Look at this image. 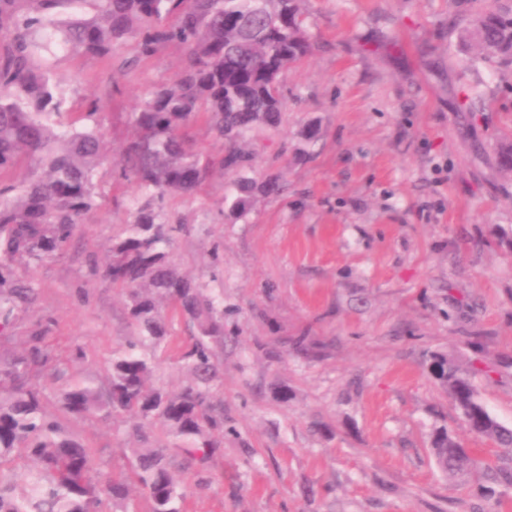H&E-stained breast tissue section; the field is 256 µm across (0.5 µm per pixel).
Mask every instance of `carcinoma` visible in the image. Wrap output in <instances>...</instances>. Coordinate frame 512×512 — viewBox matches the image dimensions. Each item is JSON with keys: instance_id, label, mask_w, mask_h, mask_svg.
Masks as SVG:
<instances>
[{"instance_id": "obj_1", "label": "carcinoma", "mask_w": 512, "mask_h": 512, "mask_svg": "<svg viewBox=\"0 0 512 512\" xmlns=\"http://www.w3.org/2000/svg\"><path fill=\"white\" fill-rule=\"evenodd\" d=\"M86 3L91 16L80 13ZM458 38L485 59L512 60V7L461 15ZM127 40L140 58L171 45L186 55L185 66L128 113L135 135L120 166L141 197L124 235L108 245V261L101 266L94 255L85 257L93 279L126 290L138 339L112 354L105 386L77 379L58 397L76 418L156 422L182 441L187 458L203 465L224 444V406L214 395L222 378L215 349L224 346V298L205 295L176 270L162 205L170 193L193 191L216 167L236 175L224 202L237 217L251 209L255 189L277 188L276 177L258 187L244 175L249 157L239 145L256 127L280 124L287 107L280 77L311 44L298 0H0V174L22 156L34 164L19 184L0 187V334L9 335L18 312L38 300V289L16 277L14 267L63 254L77 224L98 208L94 172L108 153L98 124L76 128L68 121L43 53L57 44L105 58ZM193 121L224 141L220 158L204 159L190 147L185 129ZM497 157L512 173V132ZM166 305L197 330L181 354L193 381L176 393L149 386L154 361L143 350L165 341ZM49 333L50 323L41 322L24 337L22 352L0 356V512H101L105 503H125L131 483L147 493L153 512H180L185 493L171 475L166 449H129V476L110 478L95 467L92 451L44 412L36 378L58 376ZM427 370L469 431L512 455V428L491 415L459 361L432 352ZM429 445L450 481L477 464L472 449L445 426L433 431ZM14 451L33 463L21 488L3 469Z\"/></svg>"}]
</instances>
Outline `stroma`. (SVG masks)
I'll return each instance as SVG.
<instances>
[{
    "instance_id": "obj_1",
    "label": "stroma",
    "mask_w": 512,
    "mask_h": 512,
    "mask_svg": "<svg viewBox=\"0 0 512 512\" xmlns=\"http://www.w3.org/2000/svg\"><path fill=\"white\" fill-rule=\"evenodd\" d=\"M500 2L303 0L314 50L281 75V124L242 145L250 177H278L280 193H254L241 218L225 208L218 172L166 197V220L178 227L174 262L224 295L217 394L232 430L206 467L175 469L184 512H512V485L482 495L487 465L512 456L467 430L425 368L432 351L477 368L481 401L512 425V174L496 163L512 129V65L463 71L469 50L451 31L460 11ZM184 60L176 47L140 58L130 41L109 58L57 51L54 76L69 107L100 101L112 151L97 168L99 209L66 254L27 269L38 301L0 353L20 351V336L47 320L65 376L100 382L133 336L125 291L89 280L83 258L103 253L128 220L133 187L118 162L133 135L128 112ZM473 86L485 108L466 112ZM193 333L170 318L151 386L190 383L177 350ZM299 336L308 349L294 348ZM43 384L47 414L103 473L124 477L134 420L74 418L57 382ZM440 426L479 461L461 482L446 480L429 453Z\"/></svg>"
}]
</instances>
